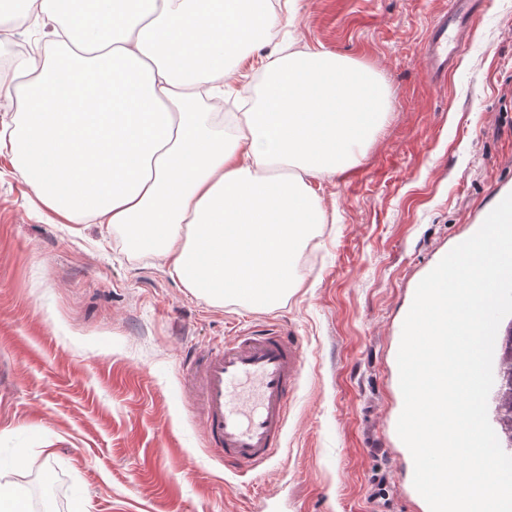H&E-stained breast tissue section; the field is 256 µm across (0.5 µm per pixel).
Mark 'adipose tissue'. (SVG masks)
I'll list each match as a JSON object with an SVG mask.
<instances>
[{
    "instance_id": "ef3b65f1",
    "label": "adipose tissue",
    "mask_w": 512,
    "mask_h": 512,
    "mask_svg": "<svg viewBox=\"0 0 512 512\" xmlns=\"http://www.w3.org/2000/svg\"><path fill=\"white\" fill-rule=\"evenodd\" d=\"M32 2L68 65L15 60L16 115L0 147L37 197L65 222L124 230L196 295L277 300L303 235L326 221L311 179L355 162L385 110L374 73L326 52L284 53L248 111L200 112L201 86L223 102L227 59L281 25L272 0H137L106 13L90 43L62 0Z\"/></svg>"
}]
</instances>
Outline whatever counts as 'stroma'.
<instances>
[{
  "label": "stroma",
  "instance_id": "1",
  "mask_svg": "<svg viewBox=\"0 0 512 512\" xmlns=\"http://www.w3.org/2000/svg\"><path fill=\"white\" fill-rule=\"evenodd\" d=\"M447 8L297 0L294 50L370 67L390 106L356 165L312 179L328 221L265 310L194 295L123 230L61 223L0 151V454L20 457L29 512L48 489L55 512H257L264 494L274 512H422L385 441L400 323L415 284L512 192V0H484L437 82L421 45ZM274 45L229 64L225 100L260 85ZM248 328L300 337L304 370L283 448L236 475L206 448L180 365Z\"/></svg>",
  "mask_w": 512,
  "mask_h": 512
}]
</instances>
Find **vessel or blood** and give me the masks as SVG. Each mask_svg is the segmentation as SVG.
<instances>
[{
	"mask_svg": "<svg viewBox=\"0 0 512 512\" xmlns=\"http://www.w3.org/2000/svg\"><path fill=\"white\" fill-rule=\"evenodd\" d=\"M481 8V0H449L431 22L423 55L435 78L464 52ZM303 364L298 339L276 328L242 331L185 355L183 386L205 445L231 471H256L282 448Z\"/></svg>",
	"mask_w": 512,
	"mask_h": 512,
	"instance_id": "b4317fda",
	"label": "vessel or blood"
}]
</instances>
